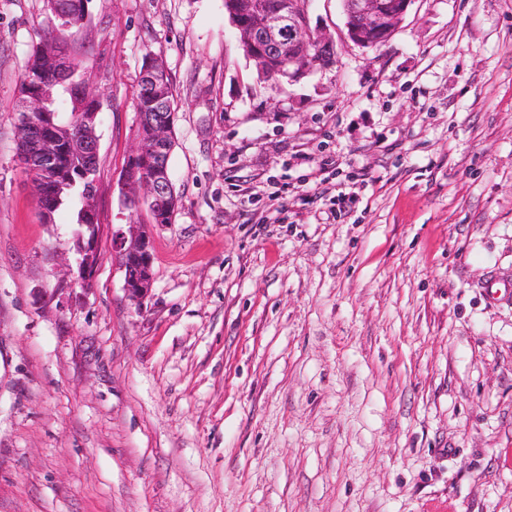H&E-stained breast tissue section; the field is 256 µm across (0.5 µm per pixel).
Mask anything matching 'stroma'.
Returning <instances> with one entry per match:
<instances>
[{
    "label": "stroma",
    "mask_w": 512,
    "mask_h": 512,
    "mask_svg": "<svg viewBox=\"0 0 512 512\" xmlns=\"http://www.w3.org/2000/svg\"><path fill=\"white\" fill-rule=\"evenodd\" d=\"M269 89L224 0H90L105 230L77 281L17 159L56 23L0 0V512H512V0H413ZM175 98L172 223L130 302L111 225L146 55Z\"/></svg>",
    "instance_id": "stroma-1"
}]
</instances>
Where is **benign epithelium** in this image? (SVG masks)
Segmentation results:
<instances>
[{"label":"benign epithelium","mask_w":512,"mask_h":512,"mask_svg":"<svg viewBox=\"0 0 512 512\" xmlns=\"http://www.w3.org/2000/svg\"><path fill=\"white\" fill-rule=\"evenodd\" d=\"M312 0H230L228 11L238 32L246 57L253 61L257 73L265 78L276 71L290 82H297L317 66L333 64L335 49L332 40L312 25ZM350 41L362 48L380 47L387 43L404 20L413 0H339ZM71 75L69 61L58 51L54 67L46 75L37 71L30 75L33 91L21 97L18 117L19 137L28 141L32 153L19 158L23 172L35 193L49 184L68 177L62 164L66 155L84 163L80 178L98 185V142L94 111L84 115L80 129L56 130L47 134L44 128L52 122L46 111L51 89ZM167 71L153 57L144 70L152 104L168 105ZM173 113L161 112L157 118L140 124L138 141L127 156L123 171L127 186L129 209L155 211L169 216L177 199L171 190L169 159L174 147ZM94 198L86 201L87 222L82 224L78 249V279L89 289L101 261L97 241L102 225L96 223ZM149 224H121L112 231V250L124 271V290L137 305L144 303L152 290L153 254Z\"/></svg>","instance_id":"7a95c632"}]
</instances>
